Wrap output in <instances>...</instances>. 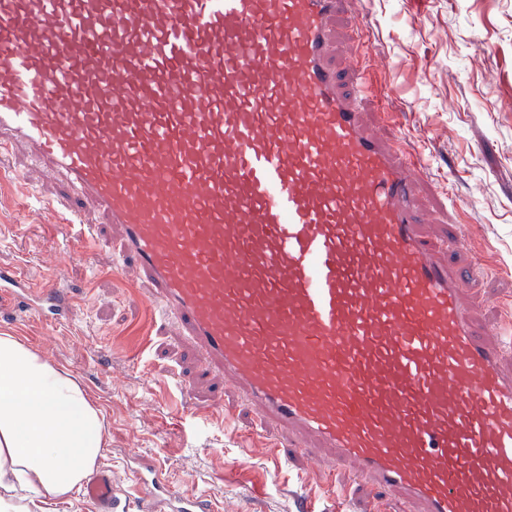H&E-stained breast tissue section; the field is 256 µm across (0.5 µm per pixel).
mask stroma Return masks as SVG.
<instances>
[{
  "instance_id": "stroma-1",
  "label": "stroma",
  "mask_w": 512,
  "mask_h": 512,
  "mask_svg": "<svg viewBox=\"0 0 512 512\" xmlns=\"http://www.w3.org/2000/svg\"><path fill=\"white\" fill-rule=\"evenodd\" d=\"M335 29L343 47L362 35L379 65L381 93L362 109L374 133L420 162L426 232L439 239L445 225L464 227L457 257L484 273L467 288L469 312L481 323L511 316L512 0H358ZM6 162L26 172L35 195L0 189V266L37 284L62 277L78 301L70 320L45 326L23 319L21 302L0 300V332L70 371L104 410L110 441L101 464L119 481V512H141L143 488L127 470L134 454L152 460L175 493L207 496L211 512H292L318 466L276 467L244 439L245 420L201 424L196 400H182L171 382L192 367L182 346L168 334L152 353L139 351L146 304L131 286L133 269L113 271L117 233L94 251L62 240L50 205L64 195L60 183L23 150ZM247 449L256 468L243 477L232 464Z\"/></svg>"
}]
</instances>
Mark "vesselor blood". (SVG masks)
I'll use <instances>...</instances> for the list:
<instances>
[{
  "mask_svg": "<svg viewBox=\"0 0 512 512\" xmlns=\"http://www.w3.org/2000/svg\"><path fill=\"white\" fill-rule=\"evenodd\" d=\"M354 0H0V161L24 149L69 195L63 238L119 233L155 319L231 386L277 466L331 454L407 512H512V332L462 306L461 228L424 231L415 160L365 129L330 24ZM42 324L74 307L0 268ZM153 476L145 512H208ZM82 494L119 506L111 469Z\"/></svg>",
  "mask_w": 512,
  "mask_h": 512,
  "instance_id": "obj_1",
  "label": "vessel or blood"
}]
</instances>
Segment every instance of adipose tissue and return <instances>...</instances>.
Returning <instances> with one entry per match:
<instances>
[{
    "instance_id": "ef3b65f1",
    "label": "adipose tissue",
    "mask_w": 512,
    "mask_h": 512,
    "mask_svg": "<svg viewBox=\"0 0 512 512\" xmlns=\"http://www.w3.org/2000/svg\"><path fill=\"white\" fill-rule=\"evenodd\" d=\"M106 418L75 377L0 333V512H49L108 446Z\"/></svg>"
}]
</instances>
